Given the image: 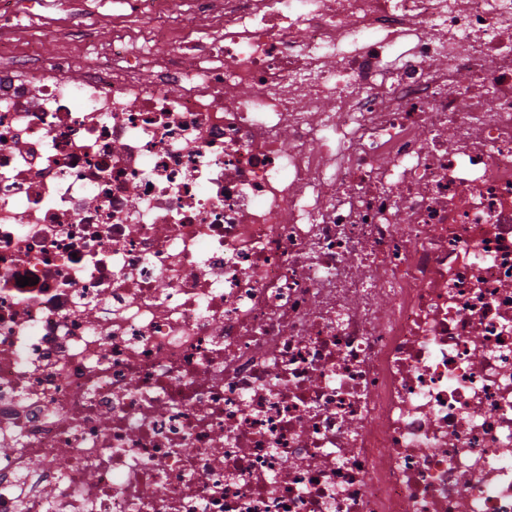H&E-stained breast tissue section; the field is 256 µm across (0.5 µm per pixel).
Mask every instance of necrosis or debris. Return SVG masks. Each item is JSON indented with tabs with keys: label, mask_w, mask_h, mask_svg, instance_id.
Listing matches in <instances>:
<instances>
[{
	"label": "necrosis or debris",
	"mask_w": 512,
	"mask_h": 512,
	"mask_svg": "<svg viewBox=\"0 0 512 512\" xmlns=\"http://www.w3.org/2000/svg\"><path fill=\"white\" fill-rule=\"evenodd\" d=\"M131 2L0 60V512H512V0Z\"/></svg>",
	"instance_id": "4bbe7bcc"
}]
</instances>
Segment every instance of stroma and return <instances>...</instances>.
<instances>
[{"instance_id": "obj_1", "label": "stroma", "mask_w": 512, "mask_h": 512, "mask_svg": "<svg viewBox=\"0 0 512 512\" xmlns=\"http://www.w3.org/2000/svg\"><path fill=\"white\" fill-rule=\"evenodd\" d=\"M9 18L0 19V44L13 58H28L30 69L67 55L77 67L99 58L114 36L139 38L154 24L144 16L127 22L125 0H13Z\"/></svg>"}]
</instances>
